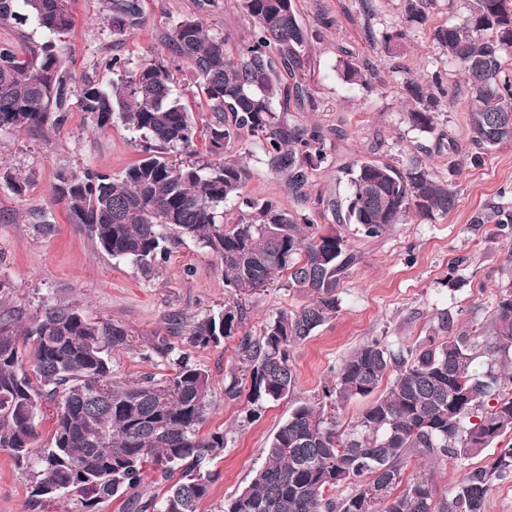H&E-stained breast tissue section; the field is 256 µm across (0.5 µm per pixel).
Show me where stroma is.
Listing matches in <instances>:
<instances>
[{
  "label": "stroma",
  "mask_w": 512,
  "mask_h": 512,
  "mask_svg": "<svg viewBox=\"0 0 512 512\" xmlns=\"http://www.w3.org/2000/svg\"><path fill=\"white\" fill-rule=\"evenodd\" d=\"M241 3L143 0L142 27L118 36L100 19L99 0H68L73 25L56 43L74 88L89 82L106 87L116 79L105 66L112 56L125 58L134 68L152 59L170 60L169 31L187 16L200 18L210 33L226 37L228 51L237 53L253 28ZM372 3L366 14L359 0H293L298 19L312 35L305 85L314 103L292 104L288 118L323 131L328 161L310 172L306 195L297 198L286 178L270 171L253 138L243 136L236 147L248 153L251 177L241 193L276 201L297 218L326 226L334 217L321 201L346 196L348 165L378 160L404 166L422 156L438 177L452 179L458 205L445 215L409 217L375 239L348 231L358 261L340 282L336 318L290 351L296 376L293 398L322 396L342 362L367 341L412 345L422 340L440 312L451 313L468 329L486 326L500 295L512 285V239L497 235L493 220L497 207L512 206V145L471 164L465 77L432 39L437 26L462 21L465 0H436L422 25L406 22L403 0ZM325 18L331 27H322ZM368 29L404 30L405 53L389 57L370 50L363 37ZM345 49L369 63L370 85L348 88L341 83L334 64ZM436 72L448 90L438 103L437 128L454 137L461 149L452 158L435 152L436 133L414 130L407 117L411 100L405 82ZM138 141V133L118 120L107 130L95 129L76 103L58 127L44 133L0 130V166L28 180L19 194L0 181V302L28 316L41 304L75 298L89 318L122 322L132 340L130 349L112 355V377L122 383L146 375L169 381L175 358L183 353L206 369L213 391L200 433H223L224 450L202 464L219 477L199 512H219L260 466L262 450L288 417L293 399L266 403L258 411L245 398L225 397V380L240 364L237 340L195 347L187 324L236 301L246 312L244 331L255 334L280 310L299 309L309 296L281 280L232 298L217 258L191 239L173 249L151 279L130 262L98 253L56 201L55 175L62 169L123 175L141 156ZM44 223L52 224L53 232H42ZM463 257L470 258V265L457 268ZM175 314L184 325L172 332L168 320ZM161 339L171 347L170 355L155 352L153 344ZM35 481L34 469L17 465L0 450V512H119V502L112 500L85 510L73 494L32 504Z\"/></svg>",
  "instance_id": "1"
}]
</instances>
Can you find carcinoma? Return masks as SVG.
I'll return each instance as SVG.
<instances>
[{
  "mask_svg": "<svg viewBox=\"0 0 512 512\" xmlns=\"http://www.w3.org/2000/svg\"><path fill=\"white\" fill-rule=\"evenodd\" d=\"M460 24L436 27L434 44L448 55L468 85L470 160L512 143V79L506 54L512 49V0H466ZM102 16L118 35L143 21L142 0H100ZM435 0H405V13L423 24ZM254 21L236 55L227 38L209 33L193 17L176 23L169 44L176 61L188 63L206 101L208 152L204 163L178 162L171 153H191L196 136L192 113L176 93L172 66L144 63L131 76L104 88L87 83L74 94L64 58L48 39L19 54L0 44V129L41 133L60 124L78 96L98 129L119 114L139 133L141 158L118 178L86 170H61L54 195L72 223L96 250L131 261L142 275L154 273L183 239L196 240L219 259L224 285L245 293L287 276L288 287L309 293L298 310L282 309L257 336L241 337L249 386L235 375L224 395H246L258 407L294 393L290 349L336 317L341 279L357 262L344 226L378 238L408 216L448 214L457 191L429 164L415 158L404 167L357 161L347 172L348 194L324 201L336 220L327 228L300 224L278 204L240 195L250 170L235 143L256 138L270 170L286 176L291 192L306 195L309 172L327 161L324 134L288 119L293 101L312 100L300 79L309 66V33L292 0H243ZM32 23L50 35L72 25L67 0H0V25ZM371 50L398 55L404 34L376 36ZM336 72L349 86L372 78L365 63L347 51ZM286 73L294 83L282 84ZM414 102L411 126L437 128L441 75L406 81ZM239 199L236 217L224 222V202ZM243 309L231 306L191 323L190 343L218 346L241 331ZM455 318L437 317L430 334L413 346L389 347L378 340L356 348L336 371L327 395L336 404L366 401L356 424L342 435L325 426L321 403L298 400L263 449V462L249 484L224 502L222 512H487L491 489L512 477V444L487 463L468 470L448 498L435 501L432 480L417 477L402 492L412 458L469 460L512 435V390L494 365L512 353V290L503 294L487 326L469 334L454 330ZM130 347L118 321H92L79 300L41 305L22 319L0 311V449L18 464L37 470L30 497L52 502L78 494L89 509L122 499L125 512H199L217 474L201 472L206 456L224 449V433L199 435L212 380L187 354L159 385L144 376L131 384L112 379V353ZM490 360L482 373L479 356ZM392 377L386 388L381 383ZM55 403L49 445L32 451L43 402ZM179 480L170 482L175 469ZM167 484L161 503L150 494L149 476ZM347 486L341 498L327 493Z\"/></svg>",
  "mask_w": 512,
  "mask_h": 512,
  "instance_id": "cac0c4a2",
  "label": "carcinoma"
}]
</instances>
